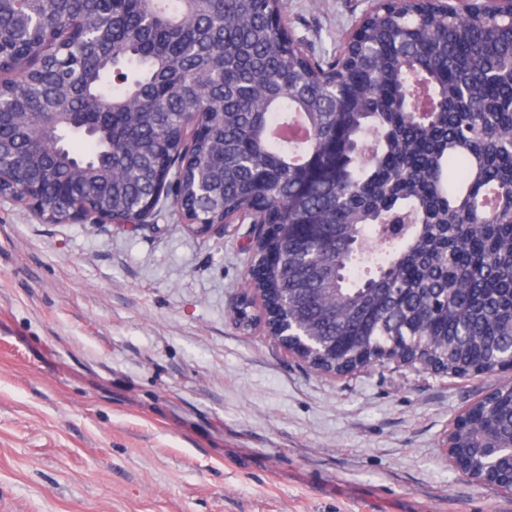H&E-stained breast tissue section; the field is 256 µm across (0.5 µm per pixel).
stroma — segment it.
<instances>
[{"label": "stroma", "mask_w": 512, "mask_h": 512, "mask_svg": "<svg viewBox=\"0 0 512 512\" xmlns=\"http://www.w3.org/2000/svg\"><path fill=\"white\" fill-rule=\"evenodd\" d=\"M376 0H285L330 57ZM251 227L128 231L0 201V512H512L444 443L512 371L319 375L230 318Z\"/></svg>", "instance_id": "1"}]
</instances>
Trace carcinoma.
<instances>
[{"label":"carcinoma","instance_id":"1","mask_svg":"<svg viewBox=\"0 0 512 512\" xmlns=\"http://www.w3.org/2000/svg\"><path fill=\"white\" fill-rule=\"evenodd\" d=\"M283 0H0V159L62 215L128 216L174 197L195 224L255 200L316 243L266 239L273 328L348 355H419L489 373L512 351V16L382 0L345 54L285 46ZM90 32L69 38L70 20ZM425 114L408 112L404 87ZM204 140L165 149L208 101ZM464 472L512 448V397L474 405Z\"/></svg>","mask_w":512,"mask_h":512}]
</instances>
